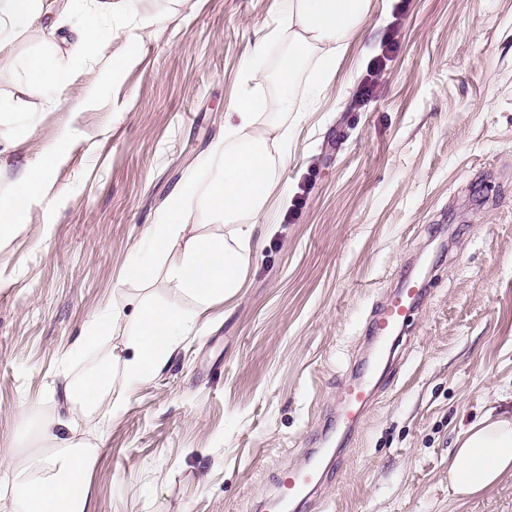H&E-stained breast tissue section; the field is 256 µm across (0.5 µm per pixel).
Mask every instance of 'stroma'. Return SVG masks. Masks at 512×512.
Here are the masks:
<instances>
[{
  "mask_svg": "<svg viewBox=\"0 0 512 512\" xmlns=\"http://www.w3.org/2000/svg\"><path fill=\"white\" fill-rule=\"evenodd\" d=\"M89 58H73L68 105L31 85L45 49L30 30L0 66V512L35 426L70 410L75 436L103 446L91 512H272L280 477L312 448L323 460L302 512H512V476L481 497L448 493L457 438L489 409H512V0H371L329 84L307 60L303 112L271 143L286 162L252 242L243 288L203 314L159 374L120 409L85 420L64 382L112 366V313L143 296L174 307L143 237L186 180L207 185L251 68L256 29L288 48L273 0H135L98 14ZM153 33L133 43L142 19ZM379 72H372L375 60ZM369 96H362L364 84ZM43 188L18 172L48 152ZM426 302L405 330L363 423L336 421L351 374L371 370V321L405 273ZM98 325V345L72 355Z\"/></svg>",
  "mask_w": 512,
  "mask_h": 512,
  "instance_id": "obj_1",
  "label": "stroma"
}]
</instances>
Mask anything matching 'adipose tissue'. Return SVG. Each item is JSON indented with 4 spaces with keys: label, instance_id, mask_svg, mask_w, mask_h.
Instances as JSON below:
<instances>
[{
    "label": "adipose tissue",
    "instance_id": "adipose-tissue-1",
    "mask_svg": "<svg viewBox=\"0 0 512 512\" xmlns=\"http://www.w3.org/2000/svg\"><path fill=\"white\" fill-rule=\"evenodd\" d=\"M60 0H0V63L9 58L15 35L29 27L40 28L51 51L30 57L29 82L64 103L69 83L70 59L61 44L93 54L96 31L86 25L61 26ZM288 20V51L275 76L258 68L248 76L249 89L239 95L232 111L236 123L225 126L214 145L212 160L219 174L204 190L179 189L173 199L174 221L153 224L146 230L163 262L159 270L141 273L142 281L161 275L167 288L186 299L191 311L139 303L131 324L113 323L123 336V347L112 356L113 378L91 373L79 388L64 385L68 401L82 409L120 408L130 384L161 372L177 344L214 304L233 297L243 286L251 245L257 232L252 219L266 207L277 184L282 156L274 155L269 139L279 126L264 114L259 90L275 81L278 111L288 114L298 105L292 88L300 65L311 58L330 67L343 54L350 33L367 14L370 0H275ZM206 215L202 224L186 218L189 203ZM39 434L54 447L49 456H31L25 472L11 486L13 500L23 512H90L88 483L99 452L97 445L76 441L72 419L60 413L41 419ZM512 473V415L486 412L465 428L455 442L448 469V489L458 498L485 493Z\"/></svg>",
    "mask_w": 512,
    "mask_h": 512
}]
</instances>
